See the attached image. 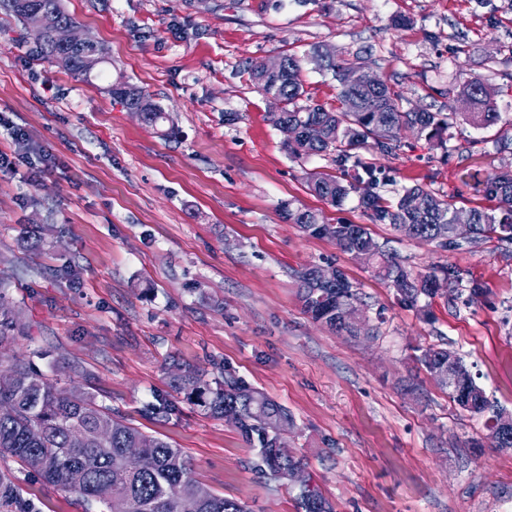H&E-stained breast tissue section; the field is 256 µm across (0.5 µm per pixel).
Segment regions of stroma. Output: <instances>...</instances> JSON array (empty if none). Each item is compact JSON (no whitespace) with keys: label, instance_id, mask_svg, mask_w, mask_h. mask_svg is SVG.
Wrapping results in <instances>:
<instances>
[{"label":"stroma","instance_id":"1","mask_svg":"<svg viewBox=\"0 0 512 512\" xmlns=\"http://www.w3.org/2000/svg\"><path fill=\"white\" fill-rule=\"evenodd\" d=\"M77 32L107 47L104 78L81 80L37 54L34 38L0 9V270L22 309L43 372L59 387L96 395L128 423L180 448L194 477L250 512H305L291 486L260 469L239 430L169 386L175 366L232 373L285 407L286 442L333 512H512V452L495 448L485 418L463 411L418 358L457 353L476 383L512 411V243L442 249L371 223L357 196L335 206L308 188L332 174L331 156L292 160L269 120L272 103L247 67L313 47L363 62L405 108L466 112L472 76L495 90L512 121V0H61ZM137 85L177 130L163 138L108 96L116 77ZM57 168L29 178L7 132ZM376 190L393 199L420 185L456 207L496 212L483 180L512 168L498 127L455 122L442 140L403 133L396 155L376 157ZM328 224L366 225L413 273L458 268L456 290L404 305L368 262L335 240L304 234L286 207ZM61 229L36 252L20 225ZM339 267L358 292L366 332L315 321L299 273ZM224 305L214 308L205 296ZM86 376L71 382L57 356ZM169 419L146 413L156 397ZM31 512H85L82 500L14 460Z\"/></svg>","mask_w":512,"mask_h":512}]
</instances>
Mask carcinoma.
I'll list each match as a JSON object with an SVG mask.
<instances>
[{
  "instance_id": "1",
  "label": "carcinoma",
  "mask_w": 512,
  "mask_h": 512,
  "mask_svg": "<svg viewBox=\"0 0 512 512\" xmlns=\"http://www.w3.org/2000/svg\"><path fill=\"white\" fill-rule=\"evenodd\" d=\"M57 2L26 0L20 6L15 0H0V6L24 21L29 11L40 9L54 15L59 22L76 24ZM93 52L95 49L89 47L61 49L52 41L40 45L43 59L55 64L63 57L66 65L62 69L83 79L91 75L84 60ZM283 62L282 70L276 74H265L260 62L251 64L249 72L260 92L276 94L283 102L282 111L271 113L272 124L279 127L290 123L300 130L298 139L285 142L291 158L334 155L338 175L312 173L309 176V186L316 195L340 204L358 192L361 206L369 212L373 223L388 224L411 239L444 249H460L464 245L477 248L494 236L512 242V236H500L505 225L512 226V170L496 171L484 181L486 194L505 207L509 216L498 222L494 215L471 208L469 227L460 232L454 227L458 208L443 195L415 185L403 189L395 200L389 201L373 191L377 167L361 157L359 151L394 155L400 149L403 126L414 125L417 134L436 138L448 130L456 113L407 112L400 95L382 81L373 82L365 74L358 85H348L346 73L354 64L331 57L323 59L321 69L332 73L336 80L342 110L304 104L302 60L286 53ZM462 94L473 107V111L464 113L467 121L482 128L501 121L500 113L491 106L494 89L485 79L480 76L469 79L462 87ZM143 98L149 107L145 123L163 137L175 134L167 113L148 95ZM286 215L303 232L336 240L345 253L353 255L364 245H373L377 275L396 288L409 307H416L423 296L431 299L436 295L437 289L430 287L432 280L443 276L450 285L459 282L457 272L444 265L433 266L425 274H412L386 253L361 224H322L316 213L299 208L286 209ZM18 241L35 249L43 244L38 230L28 224L21 225ZM315 273L314 266L299 273V297L305 309L315 320L338 333L357 330V322L347 325L336 322V306L358 300L353 284L342 273L339 283L316 288ZM26 335L27 324L20 321L15 309H0V368L4 366L13 372L9 378H0V406L13 407L12 415L0 417V459L21 461L47 483L97 505L99 512H120V505L126 500L132 503L133 512H246L242 503L219 496L200 484L180 449L127 423L111 407L98 402L94 394H75L58 388L36 370L30 356L14 352L18 338ZM447 359L448 350L430 347L418 361L429 372ZM171 387L211 416L234 424L247 441L260 448L261 461L272 478L282 480L288 468L300 464L288 452L280 435V422L288 415L287 409L243 385L232 374L225 375L222 382L213 383L206 379L204 371L184 367L172 375ZM495 410L497 406L482 391L469 408L473 414L490 416ZM126 448L142 449L141 460L127 461ZM74 468L85 473V481L79 486L70 482ZM171 483H179L183 488L177 501L169 500L164 494ZM299 497L305 512H333L331 504L314 487L300 490ZM0 512H30L11 473L2 470Z\"/></svg>"
}]
</instances>
